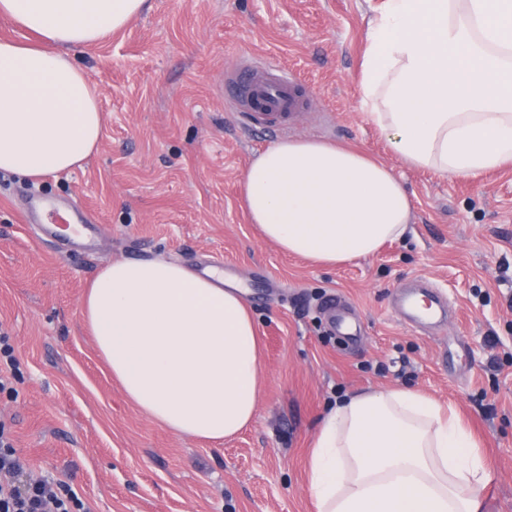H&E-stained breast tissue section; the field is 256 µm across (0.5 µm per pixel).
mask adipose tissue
<instances>
[{"label": "adipose tissue", "mask_w": 512, "mask_h": 512, "mask_svg": "<svg viewBox=\"0 0 512 512\" xmlns=\"http://www.w3.org/2000/svg\"><path fill=\"white\" fill-rule=\"evenodd\" d=\"M148 0H0L25 36L0 39V171L83 167L102 113L76 49ZM361 108L399 160L451 179L512 160V0H383L369 22ZM242 197L262 237L324 266L403 238L410 198L357 148L282 140L247 168ZM83 318L126 397L179 436L223 439L253 418L263 387L258 329L237 290L167 259L116 261L91 280ZM490 474L452 411L416 390L345 396L310 457L316 512H479Z\"/></svg>", "instance_id": "ef3b65f1"}]
</instances>
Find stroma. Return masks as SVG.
<instances>
[{
	"label": "stroma",
	"instance_id": "35a3bbf8",
	"mask_svg": "<svg viewBox=\"0 0 512 512\" xmlns=\"http://www.w3.org/2000/svg\"><path fill=\"white\" fill-rule=\"evenodd\" d=\"M380 0H149L122 30L78 50L103 115L83 168L0 173V335L13 392L0 426L32 476L53 474L91 512H316L308 459L325 409L409 387L452 408L490 470L481 512H512V162L451 179L403 166L360 104V64ZM249 61L297 74L309 108L285 131L244 128L226 81ZM290 137L359 148L393 168L412 204L405 240L324 267L283 254L243 208L244 173ZM75 200L101 232L74 246L23 218L24 194ZM223 262L262 340L252 422L222 441L172 434L125 397L85 330L82 301L121 260ZM426 286L443 320L403 308ZM343 297L358 327L325 307Z\"/></svg>",
	"mask_w": 512,
	"mask_h": 512
}]
</instances>
